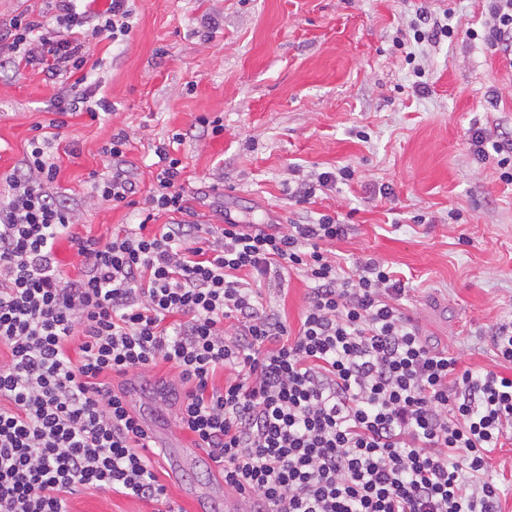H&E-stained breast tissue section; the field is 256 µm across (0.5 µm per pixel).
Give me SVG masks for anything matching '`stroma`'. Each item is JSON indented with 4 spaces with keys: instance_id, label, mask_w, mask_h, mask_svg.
Segmentation results:
<instances>
[{
    "instance_id": "35a3bbf8",
    "label": "stroma",
    "mask_w": 512,
    "mask_h": 512,
    "mask_svg": "<svg viewBox=\"0 0 512 512\" xmlns=\"http://www.w3.org/2000/svg\"><path fill=\"white\" fill-rule=\"evenodd\" d=\"M451 9V37L417 42L419 7ZM125 40L97 39L88 82L112 104L98 120L71 118L48 151L59 167L53 189L77 214L72 231L108 238L144 217L156 145L181 135L174 157L194 219L220 224L302 223L319 215L348 224L329 243L338 261L363 256L388 262L409 282L401 301L435 347L462 365L494 369L495 328L512 323V185L496 158L478 160L473 131L512 130V60L483 38L485 0H132ZM217 21L205 32L201 18ZM424 71L428 93L416 92ZM38 68L14 72L0 63V177L20 168L29 140L47 125L52 92ZM221 118L222 135L209 119ZM130 137L125 163L134 206H98L91 174L104 169L102 147ZM351 167L350 184L317 191L314 202L288 194L300 178ZM309 281L291 272L286 294L267 298L298 331ZM138 385L137 409L156 389L160 415L173 420L182 388L159 365L125 377ZM205 466L186 468L169 484L182 512L191 491H213ZM70 512H154L117 493L80 488Z\"/></svg>"
}]
</instances>
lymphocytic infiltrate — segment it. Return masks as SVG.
<instances>
[{
    "instance_id": "obj_1",
    "label": "lymphocytic infiltrate",
    "mask_w": 512,
    "mask_h": 512,
    "mask_svg": "<svg viewBox=\"0 0 512 512\" xmlns=\"http://www.w3.org/2000/svg\"><path fill=\"white\" fill-rule=\"evenodd\" d=\"M128 2L92 17L46 0L39 18L0 27L14 70L72 78L50 128L111 111L82 71L89 39L129 35ZM48 143L29 141L0 199V512H69L80 488L176 512L139 417L105 381L160 363L184 389L179 427L255 512H499L502 490L482 474L512 435V375L434 347L401 310L406 284L388 263L341 271L321 245L347 225L324 214L73 237ZM154 153L148 210L188 213L181 160L163 143ZM133 192L122 167L94 179L98 203L126 206ZM63 236L80 259L74 278L58 266ZM291 271L311 283L294 334L262 294Z\"/></svg>"
}]
</instances>
